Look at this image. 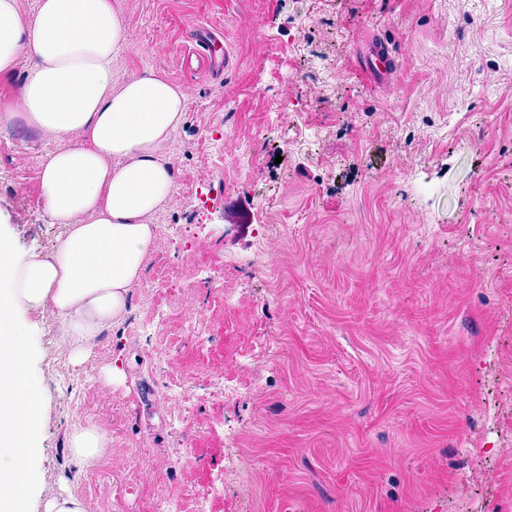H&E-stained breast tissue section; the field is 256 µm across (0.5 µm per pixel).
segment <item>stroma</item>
Here are the masks:
<instances>
[{
    "label": "stroma",
    "mask_w": 512,
    "mask_h": 512,
    "mask_svg": "<svg viewBox=\"0 0 512 512\" xmlns=\"http://www.w3.org/2000/svg\"><path fill=\"white\" fill-rule=\"evenodd\" d=\"M115 3L132 46L113 81L152 71L186 97L177 191L83 360L51 309L21 314L29 512L63 488L87 512H512V0ZM199 27L229 45L219 75L184 60ZM372 38L395 56L382 85L357 58ZM48 147L0 125L21 261L63 232ZM86 422L109 439L89 469L68 447Z\"/></svg>",
    "instance_id": "stroma-1"
}]
</instances>
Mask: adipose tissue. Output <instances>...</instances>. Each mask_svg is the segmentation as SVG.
I'll return each instance as SVG.
<instances>
[{
    "instance_id": "adipose-tissue-1",
    "label": "adipose tissue",
    "mask_w": 512,
    "mask_h": 512,
    "mask_svg": "<svg viewBox=\"0 0 512 512\" xmlns=\"http://www.w3.org/2000/svg\"><path fill=\"white\" fill-rule=\"evenodd\" d=\"M128 40L112 0H0V80L20 52L33 68L18 95L0 94V119L56 142L41 157L51 252L17 260L0 236V512H28L41 414L17 312L51 307L75 356L126 310L154 244L152 216L174 191L166 146L185 119V95L155 73L116 84L112 60ZM108 437L76 427L74 463L98 465Z\"/></svg>"
}]
</instances>
